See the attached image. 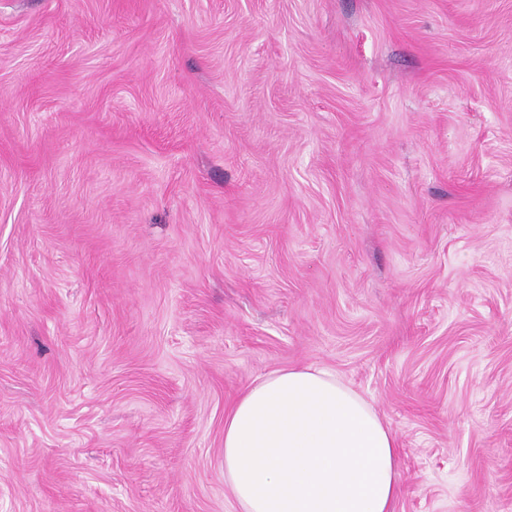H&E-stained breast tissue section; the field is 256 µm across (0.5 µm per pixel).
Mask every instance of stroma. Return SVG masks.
<instances>
[{
	"instance_id": "35a3bbf8",
	"label": "stroma",
	"mask_w": 512,
	"mask_h": 512,
	"mask_svg": "<svg viewBox=\"0 0 512 512\" xmlns=\"http://www.w3.org/2000/svg\"><path fill=\"white\" fill-rule=\"evenodd\" d=\"M310 365L512 512V0H0V512H236Z\"/></svg>"
}]
</instances>
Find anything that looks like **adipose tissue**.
Wrapping results in <instances>:
<instances>
[{"label": "adipose tissue", "instance_id": "1", "mask_svg": "<svg viewBox=\"0 0 512 512\" xmlns=\"http://www.w3.org/2000/svg\"><path fill=\"white\" fill-rule=\"evenodd\" d=\"M224 479L239 512H393L397 442L327 370H277L224 419Z\"/></svg>", "mask_w": 512, "mask_h": 512}]
</instances>
